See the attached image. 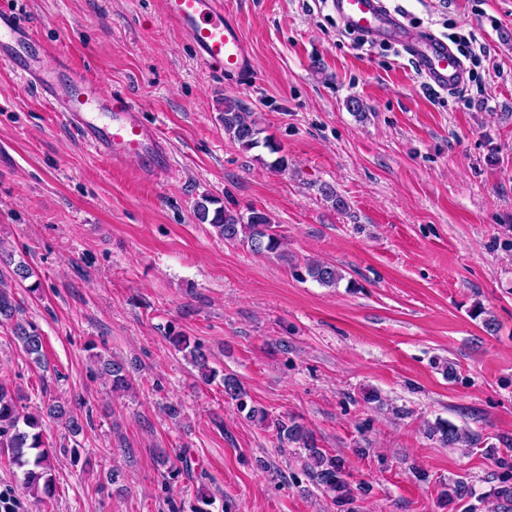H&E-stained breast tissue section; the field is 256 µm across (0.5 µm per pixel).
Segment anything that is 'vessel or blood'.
I'll list each match as a JSON object with an SVG mask.
<instances>
[{
    "mask_svg": "<svg viewBox=\"0 0 512 512\" xmlns=\"http://www.w3.org/2000/svg\"><path fill=\"white\" fill-rule=\"evenodd\" d=\"M167 20L196 49L206 67L236 75L249 66L240 26L224 13V0H164ZM346 26L365 35H383L404 44L421 74L440 88L458 84L462 64L439 38L413 36L384 0H336ZM0 63L23 75L49 100L81 140L116 166L159 176L168 164L167 141L145 126L128 99L107 94L99 80L70 76L63 49L46 48L27 22L0 8Z\"/></svg>",
    "mask_w": 512,
    "mask_h": 512,
    "instance_id": "obj_1",
    "label": "vessel or blood"
}]
</instances>
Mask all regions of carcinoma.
<instances>
[{
	"instance_id": "cac0c4a2",
	"label": "carcinoma",
	"mask_w": 512,
	"mask_h": 512,
	"mask_svg": "<svg viewBox=\"0 0 512 512\" xmlns=\"http://www.w3.org/2000/svg\"><path fill=\"white\" fill-rule=\"evenodd\" d=\"M222 119L225 133L242 148L250 150L258 146L261 129L240 104L231 100L224 101ZM197 215L201 222L210 224L225 240H240L256 253H276L282 245L281 236L274 230L270 216L261 210L250 208L244 213L220 207L211 211L202 202L197 207ZM305 270L310 278L326 287H335L343 279L336 266L318 260L307 261ZM18 309L13 292L0 279V323L14 322L15 340L38 362L42 357V336L34 327L28 328L15 320ZM169 342L177 351L190 357L191 363L203 379L208 381L216 377L217 372L209 366L207 356L189 337L172 335ZM98 363L101 374L110 383L113 393H125L131 389L129 370L123 360L100 356ZM223 382L224 393L237 402L239 410L247 411L251 418L266 420L267 414L264 411L248 406L247 393L236 377L226 375ZM46 417L63 421L69 433L74 436L83 430L79 418L60 404L47 405L43 413L24 411L21 397L0 383V447L10 450L14 462L24 469L25 488L40 496L43 503L52 499L56 493L53 453L46 448L42 439ZM275 427L281 439L300 449L298 457L303 470L332 497L337 506L343 508L354 501L356 489L348 480L344 462L321 448L310 429L294 420L278 421ZM427 434L450 448L469 447L477 441L474 434L440 419L428 425ZM471 494V487L459 480L448 486L442 496L452 504L465 500ZM491 496L497 501V508L501 512H512V484L493 489Z\"/></svg>"
}]
</instances>
